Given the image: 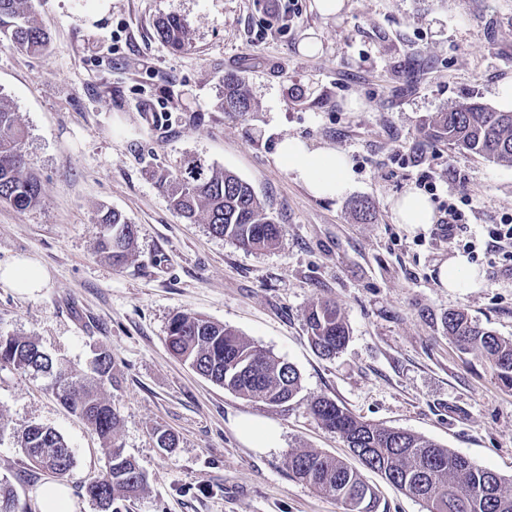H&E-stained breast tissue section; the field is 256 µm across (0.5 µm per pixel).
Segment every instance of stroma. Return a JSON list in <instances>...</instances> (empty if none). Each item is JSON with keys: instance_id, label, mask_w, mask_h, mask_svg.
I'll list each match as a JSON object with an SVG mask.
<instances>
[{"instance_id": "1", "label": "stroma", "mask_w": 512, "mask_h": 512, "mask_svg": "<svg viewBox=\"0 0 512 512\" xmlns=\"http://www.w3.org/2000/svg\"><path fill=\"white\" fill-rule=\"evenodd\" d=\"M26 6L50 42L35 55L0 45V98L27 132L42 193L26 211L0 204V265L29 260L48 281L32 293L0 282V332L35 340L81 374L95 346L111 351L116 383L104 396L120 415L114 441L148 479L120 512H344L288 469L295 449L352 457L310 415L316 396L512 479V388L443 325L448 311L462 310L512 339V271L502 255L485 253L486 225L512 216V166L423 130L462 102L498 107V88L512 78V0H344L331 17L314 0H290L281 20L269 0ZM169 13L186 25L185 50L154 36ZM230 71L244 76L253 112L219 108ZM287 135L343 152L349 190L310 195L273 159ZM188 155L248 181L283 225L281 243L247 251L179 218L158 176ZM431 182L436 215L470 202L460 243H440L436 225L395 220L392 198ZM359 198L373 202L372 223L357 221ZM103 208L136 229L120 267L97 248ZM469 241L483 285L448 291L439 265ZM321 300L336 302L350 330L332 359L307 338L304 313ZM178 313L233 326L292 364L298 396L270 408L202 378L167 349ZM251 417L277 428L274 447L241 436L240 421ZM32 424L54 428L73 450L65 480L73 512H98L83 486L106 470L102 440L44 380L5 365L0 477L10 480L15 512H41V489L55 480L17 445ZM158 428L177 436L176 448L157 446Z\"/></svg>"}]
</instances>
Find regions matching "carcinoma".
<instances>
[{
    "label": "carcinoma",
    "mask_w": 512,
    "mask_h": 512,
    "mask_svg": "<svg viewBox=\"0 0 512 512\" xmlns=\"http://www.w3.org/2000/svg\"><path fill=\"white\" fill-rule=\"evenodd\" d=\"M163 45L179 51L189 45L188 32L178 15L168 14L154 26ZM50 40L23 7V0H0V44L29 54L43 52ZM219 107L227 114L253 110L244 78L224 75ZM429 136L465 149L489 161L512 166V112L496 111L479 102L462 103L437 112L428 123ZM26 132L12 107L0 99V203L27 210L41 201V183L24 151ZM169 207L189 223L203 222L215 235L251 250L277 246L283 225L263 207L253 187L235 172L218 169L196 156L184 159L174 176H160ZM359 220L374 219L367 199L353 201ZM98 248L121 265L128 261L134 228L122 213L99 211ZM308 340L323 357L331 358L344 347L349 328L340 309L324 301L305 313ZM448 334L464 347L480 349L493 363L498 379L512 387V340L503 339L472 321L463 311L444 317ZM167 347L202 377L238 395L269 407L294 399L301 389L300 374L289 363L256 346L236 330L198 315L178 313L168 327ZM40 375L61 404L80 417L102 439L107 451L106 473L85 486L99 512H112L117 500L138 497L147 476L134 458L113 440L120 418L101 393L112 382V353L95 349L91 374L78 375L66 362L40 349L32 339L0 333V365ZM313 418L338 434L347 447L360 449L358 460L386 481L417 499L425 512H512V491L504 479L468 458L414 433L371 424L353 415L335 400L320 396L310 403ZM20 448L38 468L66 478L74 456L64 437L50 427L30 425L21 434ZM292 475L321 493L335 498L344 512H377V489L360 471L341 458L316 451L288 453ZM14 491L7 477L0 478V512H14Z\"/></svg>",
    "instance_id": "cac0c4a2"
}]
</instances>
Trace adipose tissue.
Here are the masks:
<instances>
[{"label":"adipose tissue","mask_w":512,"mask_h":512,"mask_svg":"<svg viewBox=\"0 0 512 512\" xmlns=\"http://www.w3.org/2000/svg\"><path fill=\"white\" fill-rule=\"evenodd\" d=\"M276 163L288 168L297 182L317 198H334L351 184V164L346 155L329 146H317L301 138L284 136L273 154ZM397 223L419 227L434 223V206L428 196L409 189L394 200Z\"/></svg>","instance_id":"1"}]
</instances>
